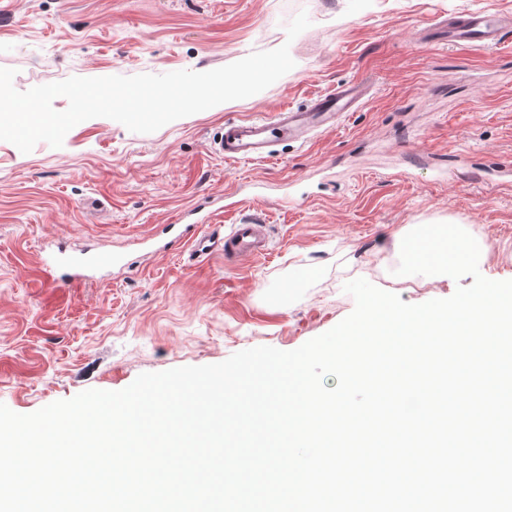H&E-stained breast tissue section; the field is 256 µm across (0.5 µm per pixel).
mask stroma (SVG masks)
Here are the masks:
<instances>
[{"label":"stroma","instance_id":"stroma-1","mask_svg":"<svg viewBox=\"0 0 512 512\" xmlns=\"http://www.w3.org/2000/svg\"><path fill=\"white\" fill-rule=\"evenodd\" d=\"M307 11L310 27L288 39ZM512 0H0V68L18 91L72 76L210 71L289 45L294 68L267 89L148 134L104 117L61 147L0 140V403L30 414L145 372L216 364L256 346L299 348L355 307L344 284L384 287L396 233L452 223L481 239L491 280H512V33L495 48L451 47L427 22ZM352 79L368 101L269 161L228 162L224 122L304 108ZM234 189L238 204L225 209ZM270 227L257 263L190 258L168 227ZM169 242L145 257L140 240ZM125 255L119 273L59 288L50 250ZM401 299L450 297L446 275H411Z\"/></svg>","mask_w":512,"mask_h":512}]
</instances>
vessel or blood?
Segmentation results:
<instances>
[{"label": "vessel or blood", "mask_w": 512, "mask_h": 512, "mask_svg": "<svg viewBox=\"0 0 512 512\" xmlns=\"http://www.w3.org/2000/svg\"><path fill=\"white\" fill-rule=\"evenodd\" d=\"M436 28L452 46H497L512 23L492 13H475L461 19L438 21ZM364 101L362 82H347L316 96L305 108L284 110L273 118H246L225 123L214 140V151L228 161L270 159L273 147L283 141H307L314 132L336 127L337 119L357 109ZM176 238H190L191 255L203 261L215 255L240 261L256 260L268 250V227L246 222L233 225L230 233L215 230L197 232L195 225L178 224ZM85 261L78 257L45 255L41 270L55 269L53 278L58 287L80 286L88 281Z\"/></svg>", "instance_id": "1"}]
</instances>
